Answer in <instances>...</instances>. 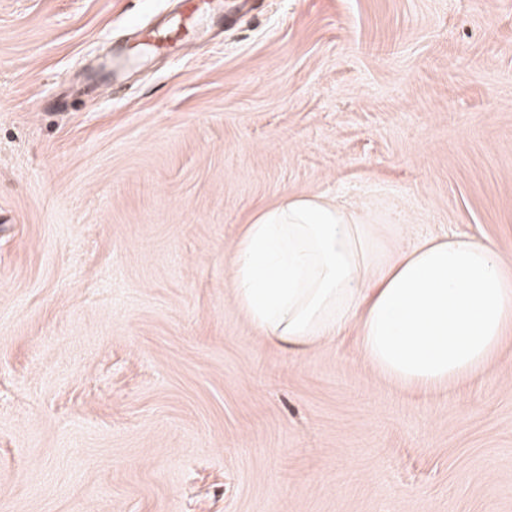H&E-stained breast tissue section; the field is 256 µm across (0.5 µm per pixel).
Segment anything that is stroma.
<instances>
[{
  "label": "stroma",
  "instance_id": "stroma-1",
  "mask_svg": "<svg viewBox=\"0 0 512 512\" xmlns=\"http://www.w3.org/2000/svg\"><path fill=\"white\" fill-rule=\"evenodd\" d=\"M0 0V512H512V339L409 392L225 264L320 197L512 270V0ZM181 3L183 5V11L180 14L182 25L173 22L160 38L157 36L158 32L153 30L142 31L143 37L147 39L146 43L155 40L153 44L157 49L170 48L179 37L185 38L190 33H194L195 28L203 20L209 19L214 24L222 25L223 22H214V18L220 17L222 13L221 0H183Z\"/></svg>",
  "mask_w": 512,
  "mask_h": 512
}]
</instances>
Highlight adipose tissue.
<instances>
[{
    "label": "adipose tissue",
    "mask_w": 512,
    "mask_h": 512,
    "mask_svg": "<svg viewBox=\"0 0 512 512\" xmlns=\"http://www.w3.org/2000/svg\"><path fill=\"white\" fill-rule=\"evenodd\" d=\"M394 224L319 198H284L243 225L234 298L275 348L303 356L355 329L361 359L408 390L465 379L512 335V273L466 236L397 244Z\"/></svg>",
    "instance_id": "ef3b65f1"
}]
</instances>
